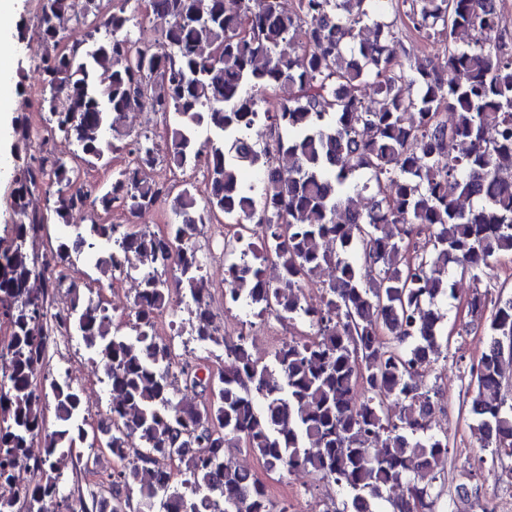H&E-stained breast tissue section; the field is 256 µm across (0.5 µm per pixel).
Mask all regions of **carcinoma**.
<instances>
[{
	"label": "carcinoma",
	"mask_w": 512,
	"mask_h": 512,
	"mask_svg": "<svg viewBox=\"0 0 512 512\" xmlns=\"http://www.w3.org/2000/svg\"><path fill=\"white\" fill-rule=\"evenodd\" d=\"M386 1L419 38L444 42L440 60L404 66L393 23L382 20ZM36 2L49 87L41 108L51 126L36 143L28 125H14L25 156L5 171L17 220L0 247V318L10 331L0 349V484L17 494L0 497V512H46L49 504L69 512L56 459L87 469L82 446L96 441H88L80 383L37 382L56 336L73 331L105 361L112 400L98 427L112 428L109 451L124 460L136 449L121 469L98 475L112 497L90 493L88 512H117L110 504L121 498L124 512H274L264 483L228 457L240 447L269 471L305 469L345 489L342 507L326 512H382L392 487L405 494L390 512H408L414 495L434 512L448 437L430 432L432 389L416 380L441 353L442 315L433 306L454 295L450 269L477 279L498 255L512 254V41L501 9L486 0H299L289 12L281 0H261L254 12L247 0H148L162 40L155 48L133 40L129 0L107 10L103 0H86L76 20L83 38L65 46L69 0ZM296 40L299 54L279 51ZM144 103L168 121L162 145L126 125ZM257 117L270 130L261 146L248 136ZM201 128L210 137L198 148ZM56 135L77 144V165L47 150ZM162 150L180 170L202 169L201 186L186 183L175 194L155 181L150 169ZM117 151L128 162L109 188L77 181L80 165L107 164ZM246 168L268 179L247 182ZM40 191L54 198L46 211L30 207ZM164 197L181 221L161 234L68 223L95 208L134 217ZM215 216L262 228L260 247L224 251L235 274L231 302L307 323L317 338L283 343L273 369L242 337L226 346L209 410L179 398L184 389L204 393L199 368L175 359L154 323L172 295L187 292L196 339L224 344L196 245ZM50 224L63 231L38 257L24 242ZM81 255L139 280L134 336L113 331L109 308L69 278ZM326 268L322 302L310 305L301 285ZM64 285L70 306L54 312L53 291ZM487 304L479 291L466 302L479 317ZM485 334L464 403L498 457L512 450L503 396L512 298L493 305ZM191 437L204 451L179 458L186 477L174 489L166 450Z\"/></svg>",
	"instance_id": "obj_1"
}]
</instances>
